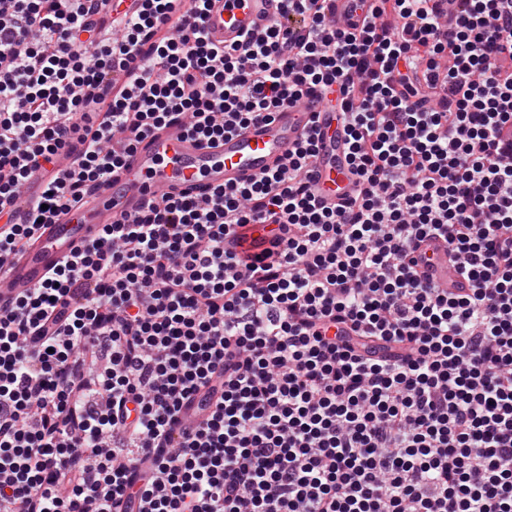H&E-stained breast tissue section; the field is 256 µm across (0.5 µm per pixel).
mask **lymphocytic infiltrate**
I'll list each match as a JSON object with an SVG mask.
<instances>
[{"mask_svg":"<svg viewBox=\"0 0 512 512\" xmlns=\"http://www.w3.org/2000/svg\"><path fill=\"white\" fill-rule=\"evenodd\" d=\"M0 0V266L176 121L215 141L338 87L358 192L287 166L107 224L0 307V508L512 512V0ZM18 224L10 206L72 140ZM263 249H225L239 228ZM442 238L471 283L425 280ZM193 432L177 425L195 396ZM282 0H211L205 19L208 42L230 48L281 15Z\"/></svg>","mask_w":512,"mask_h":512,"instance_id":"lymphocytic-infiltrate-1","label":"lymphocytic infiltrate"}]
</instances>
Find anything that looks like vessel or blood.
<instances>
[{
	"label": "vessel or blood",
	"instance_id": "obj_1",
	"mask_svg": "<svg viewBox=\"0 0 512 512\" xmlns=\"http://www.w3.org/2000/svg\"><path fill=\"white\" fill-rule=\"evenodd\" d=\"M281 11V0H210L206 38L218 48L236 46L262 31ZM312 127L319 133L317 153L309 165L313 188L330 205L348 199L357 184L346 158L344 123L335 93L308 97L282 108L273 120L252 124L213 144L188 136L180 126H170L144 137L122 170L87 204L43 225L34 244L0 278V307L38 286L65 255L86 245L104 225L131 222L150 202L164 196L242 184L287 162ZM43 181V175L37 174L25 184L13 204L16 220L25 219ZM423 253L421 270L433 283L452 292L466 287L443 240H427Z\"/></svg>",
	"mask_w": 512,
	"mask_h": 512
}]
</instances>
